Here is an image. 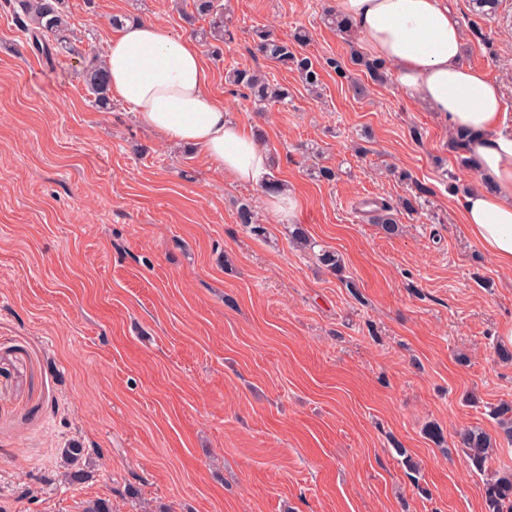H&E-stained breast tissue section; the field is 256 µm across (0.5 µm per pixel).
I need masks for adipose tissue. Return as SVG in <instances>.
Here are the masks:
<instances>
[{
	"label": "adipose tissue",
	"instance_id": "ef3b65f1",
	"mask_svg": "<svg viewBox=\"0 0 512 512\" xmlns=\"http://www.w3.org/2000/svg\"><path fill=\"white\" fill-rule=\"evenodd\" d=\"M340 12L376 56L395 67V79L469 132L466 154L481 187L462 199L473 239L512 268V131L501 126L498 84L463 64V32L441 0H336ZM106 66L113 96L141 123L169 141L197 147L216 170L241 184L263 187L265 208L282 224L294 222L299 199L265 184L269 152L253 129L233 121L210 91V73L194 39L156 22L128 23L108 42Z\"/></svg>",
	"mask_w": 512,
	"mask_h": 512
}]
</instances>
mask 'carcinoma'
Here are the masks:
<instances>
[{
  "label": "carcinoma",
  "instance_id": "obj_1",
  "mask_svg": "<svg viewBox=\"0 0 512 512\" xmlns=\"http://www.w3.org/2000/svg\"><path fill=\"white\" fill-rule=\"evenodd\" d=\"M64 3L65 0H13L12 19L19 30L31 35L33 47L46 62H52L54 56L60 53L77 55L85 59L83 80L87 91L93 95V103L98 108L106 109L111 103V92L104 60L92 50L85 53L80 49V40L71 26ZM198 18L207 20L209 25V28L201 30L200 34L206 40L218 42V45L214 46V53H222L221 45H227L233 40L227 7L222 0H193V11L184 14V19L192 25ZM325 20L337 32L352 35L353 24L336 10L326 11ZM253 34L255 53L287 69L297 71L308 89L314 90L321 86V74L316 64L310 57L300 55L295 49V46L308 42L306 31L295 32L291 41L264 27L255 29ZM351 62L364 68L374 81L381 82L385 79L386 65L383 61L355 51L351 55ZM224 83L230 90L242 92L258 111L264 110L272 103L288 106V89L270 84L266 77L255 70L229 67L224 72ZM237 219L255 234L264 231L257 212L249 203L239 205ZM371 221L381 225L388 234L398 231L393 208L387 204H382L374 210ZM494 414L502 425L504 439L512 443V406L502 404L495 408ZM458 443L460 447L466 449L469 461L476 471H488L487 464L493 455V448L486 434L477 429H463L458 433ZM89 457V449L79 443L74 442L64 450V464L69 468V477L72 481L79 482L84 479L82 467ZM484 497L487 512H512V473H494L487 476Z\"/></svg>",
  "mask_w": 512,
  "mask_h": 512
}]
</instances>
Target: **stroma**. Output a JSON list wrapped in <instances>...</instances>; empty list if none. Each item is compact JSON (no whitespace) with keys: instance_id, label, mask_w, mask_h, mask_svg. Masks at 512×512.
<instances>
[{"instance_id":"35a3bbf8","label":"stroma","mask_w":512,"mask_h":512,"mask_svg":"<svg viewBox=\"0 0 512 512\" xmlns=\"http://www.w3.org/2000/svg\"><path fill=\"white\" fill-rule=\"evenodd\" d=\"M335 3L228 0L235 42L219 60L201 50L213 93L263 132L299 197L293 226L123 101L92 106L82 60L45 63L0 0V512H84L100 497L112 512H486L485 477L454 442L482 430L498 441L491 471H512L491 413L512 405L497 355L512 268L466 230L478 178L447 119L394 75L359 96V67H327L365 49L324 25ZM445 3L511 127L512 0L492 16ZM191 8L66 0L82 49L100 54L113 16L188 36L205 26L185 22ZM262 26L308 31L299 51L323 67L320 94L252 54ZM231 64L287 87L289 106L253 111L224 83ZM373 200L396 207V234L369 222ZM245 202L265 234L238 224ZM322 247L342 272L318 262ZM76 441L100 451L81 482L61 463Z\"/></svg>"}]
</instances>
